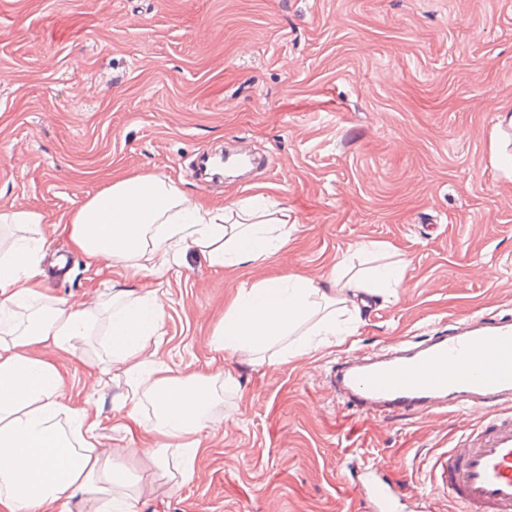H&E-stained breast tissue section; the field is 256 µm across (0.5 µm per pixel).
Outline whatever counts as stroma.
Wrapping results in <instances>:
<instances>
[{
	"instance_id": "obj_1",
	"label": "stroma",
	"mask_w": 512,
	"mask_h": 512,
	"mask_svg": "<svg viewBox=\"0 0 512 512\" xmlns=\"http://www.w3.org/2000/svg\"><path fill=\"white\" fill-rule=\"evenodd\" d=\"M512 0H0V212L43 216L48 294L94 306L158 288L165 316L144 352L174 374H230L224 423L203 434L192 481L144 459L141 512H366L345 480L377 460L407 499L458 512L427 485L479 413L375 419L336 402L337 357L485 313L512 318ZM244 147L243 179H201L198 159ZM132 173L170 176L224 205L270 187L286 252L220 269L155 253L163 278L87 270L61 225ZM393 246L404 282L369 299L341 344L263 360L210 337L234 295L296 272L322 282L356 243ZM102 341L57 354L72 393L112 414Z\"/></svg>"
}]
</instances>
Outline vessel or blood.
<instances>
[{"label": "vessel or blood", "mask_w": 512, "mask_h": 512, "mask_svg": "<svg viewBox=\"0 0 512 512\" xmlns=\"http://www.w3.org/2000/svg\"><path fill=\"white\" fill-rule=\"evenodd\" d=\"M331 382L343 407L387 417L454 408L484 410L488 422L464 448L436 463L433 482L461 512H512V321L485 314L437 326L422 336L364 354L337 358ZM379 463L364 464L359 496L370 512H404L402 497L378 479Z\"/></svg>", "instance_id": "1"}]
</instances>
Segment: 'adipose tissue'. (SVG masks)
<instances>
[{"label":"adipose tissue","instance_id":"1","mask_svg":"<svg viewBox=\"0 0 512 512\" xmlns=\"http://www.w3.org/2000/svg\"><path fill=\"white\" fill-rule=\"evenodd\" d=\"M42 220L28 209L0 213V223L25 229L0 249V512H139L153 489L129 477L138 450L102 447L98 412L74 398L53 353L73 354L78 342L108 337L111 368L121 371L127 386L124 429L154 433L160 445L148 449V458L157 467H175L184 481L192 479L203 452V431L224 419L216 389L223 378H182L144 354L143 340L163 325L158 289L118 290L99 311L46 294L39 279ZM63 229L87 268L121 266L154 277L163 271L144 263L149 252L193 249L224 268L265 260L289 242L288 223L276 217L268 193L212 206L189 197L172 178L151 173L113 179ZM348 262L338 260L325 286L291 273L241 289L213 332L212 349L258 351L282 340L294 357L316 343L344 342L365 296L404 280L398 261L381 263L368 275L348 274ZM307 321L316 342H291ZM111 368L101 369V377ZM147 403L155 411L149 424L141 413Z\"/></svg>","mask_w":512,"mask_h":512}]
</instances>
